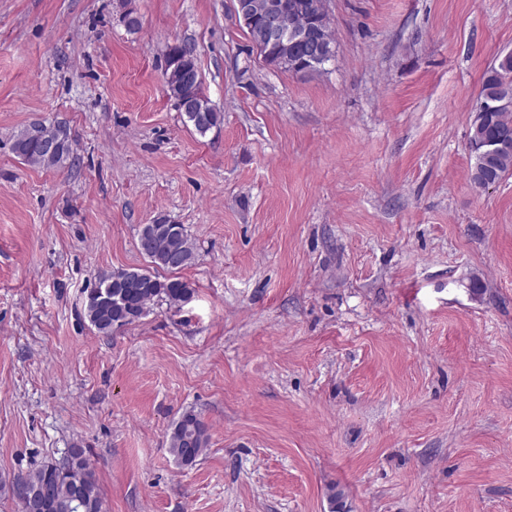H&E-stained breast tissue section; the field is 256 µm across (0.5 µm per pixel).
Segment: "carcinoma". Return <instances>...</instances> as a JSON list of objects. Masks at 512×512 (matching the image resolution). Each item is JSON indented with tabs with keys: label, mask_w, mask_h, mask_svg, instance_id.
<instances>
[{
	"label": "carcinoma",
	"mask_w": 512,
	"mask_h": 512,
	"mask_svg": "<svg viewBox=\"0 0 512 512\" xmlns=\"http://www.w3.org/2000/svg\"><path fill=\"white\" fill-rule=\"evenodd\" d=\"M180 59L195 64L193 49L179 43L169 48L166 63L174 69ZM475 111L483 113L480 123H470V147L474 164L470 180L475 187L512 171V149L488 157L484 154L486 141L507 142L512 145V64L503 67L493 64L482 76L479 101ZM43 123H33L22 130L13 144L14 153L27 164L40 168H64L75 162L72 142H64V150L56 157L43 156L39 141L30 136L32 130H45ZM144 229L154 234L151 251L145 258L154 271L142 270L137 288L123 287L124 271L99 279L96 287L107 289L108 297L98 301L88 292L84 314L100 333L110 335L114 330L140 319L148 305L155 301L178 304L191 294L188 284L176 273L192 265L196 259L195 246L180 224L157 222ZM208 446L207 427L189 410L184 412L172 429L170 453L182 464L190 465L203 455ZM72 465L64 468L56 462L46 463L21 477L24 488L12 485L21 512H103V501L95 474L81 448L70 449Z\"/></svg>",
	"instance_id": "carcinoma-1"
}]
</instances>
